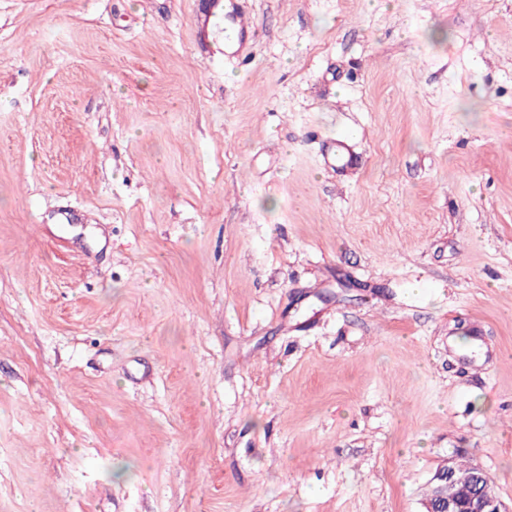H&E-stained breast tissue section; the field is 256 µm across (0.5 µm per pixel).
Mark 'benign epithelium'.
<instances>
[{"instance_id":"obj_1","label":"benign epithelium","mask_w":512,"mask_h":512,"mask_svg":"<svg viewBox=\"0 0 512 512\" xmlns=\"http://www.w3.org/2000/svg\"><path fill=\"white\" fill-rule=\"evenodd\" d=\"M430 483L436 484L435 494L424 501L425 512H461L459 498L455 493V488L460 483L475 487L476 494L470 499L468 512H506L501 501L491 491L488 476L479 467H474L465 474L439 468Z\"/></svg>"}]
</instances>
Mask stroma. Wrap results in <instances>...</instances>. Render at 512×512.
<instances>
[{
  "instance_id": "stroma-1",
  "label": "stroma",
  "mask_w": 512,
  "mask_h": 512,
  "mask_svg": "<svg viewBox=\"0 0 512 512\" xmlns=\"http://www.w3.org/2000/svg\"><path fill=\"white\" fill-rule=\"evenodd\" d=\"M241 4L0 0V512H512V0ZM224 20L228 27L225 45L229 44L227 49H224L234 57L239 54L246 40L254 36V29L249 15L240 6L239 0L224 1ZM237 46L238 49L233 51ZM433 483H436L435 494L432 498L425 499V512H465L460 510L459 498L455 493V488L460 483L475 486L474 495L473 489L469 487H464L459 492L462 500L472 495L467 512H506L501 501L491 491L490 480L480 467H473L465 474L439 468L429 481V489Z\"/></svg>"
}]
</instances>
